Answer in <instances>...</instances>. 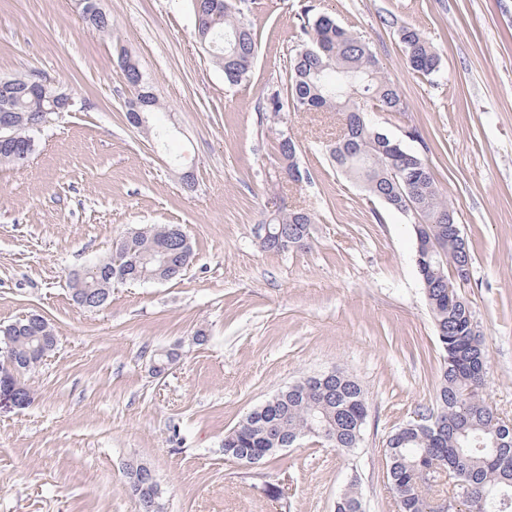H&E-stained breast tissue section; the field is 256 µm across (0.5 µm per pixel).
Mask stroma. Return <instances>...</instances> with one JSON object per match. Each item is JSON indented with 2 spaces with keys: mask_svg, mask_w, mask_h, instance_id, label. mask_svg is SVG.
<instances>
[{
  "mask_svg": "<svg viewBox=\"0 0 512 512\" xmlns=\"http://www.w3.org/2000/svg\"><path fill=\"white\" fill-rule=\"evenodd\" d=\"M100 6L111 33L87 29L80 0H0V77L34 73L77 101L52 115L27 162L0 164V326L36 312L57 336L22 379L30 402L0 397V512H139L123 473L133 458L153 470L164 512H333L352 485L364 512H396L383 444L434 407L440 360L413 231L330 159L337 113L261 105L288 82L301 14L369 42L405 105L371 118L400 139L419 131L458 212L484 397L512 421V0H244L257 52L236 87L201 46L191 0ZM402 25L425 35L439 72L409 69ZM124 58L161 105L146 131L125 118ZM282 131L308 182H271ZM275 195L314 215L304 247H261ZM154 224L187 234L182 278L116 283L104 308L79 309L72 274ZM169 349L179 359L155 376L151 356ZM334 369L366 391L358 448L306 440L258 465L225 459L224 435L247 413Z\"/></svg>",
  "mask_w": 512,
  "mask_h": 512,
  "instance_id": "35a3bbf8",
  "label": "stroma"
}]
</instances>
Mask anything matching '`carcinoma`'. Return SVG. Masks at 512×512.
I'll return each mask as SVG.
<instances>
[{
    "label": "carcinoma",
    "instance_id": "1",
    "mask_svg": "<svg viewBox=\"0 0 512 512\" xmlns=\"http://www.w3.org/2000/svg\"><path fill=\"white\" fill-rule=\"evenodd\" d=\"M241 0H193L195 23L208 30L205 43L214 44L224 57V81L232 86L249 77L256 56V33L245 20ZM407 64L423 76L439 71V56L420 32L398 29ZM299 48L290 58L289 82L267 96L264 110L274 115L291 105L295 112H337L347 118L356 152L346 156L330 149V158L365 192L374 198L385 194L387 206L397 209L401 190L410 184L421 208V223L414 234L426 239L433 250L416 261L425 297L433 315L441 357L437 368L436 409L421 414L397 428L385 442L387 479L398 512H434L430 495L438 486L435 474L444 466L453 476L447 512H512V428L485 403V352L481 337L472 335V312L468 302L448 301L450 277L469 281L472 255L468 241L457 242L448 225L433 219L455 212L444 197L436 177L418 152L399 148L418 160L408 168V182L394 183L384 177L391 164L390 146L397 139L356 113L402 112L404 102L398 87L382 71L370 45L352 29L326 15L305 17L299 26ZM28 113L35 120L51 108L46 99L29 93L4 94L0 104ZM37 127L21 131L17 143L0 142V163L19 164L16 153ZM277 154L287 167L301 169L298 146L293 138L278 139ZM311 213L296 209L278 211L271 238L262 244L267 251L285 250L290 240L307 236ZM176 224L142 228L126 238V253L116 252L110 262V281L145 283L152 273L165 267L164 280L180 279L191 258L176 239ZM101 279L94 264L71 279L72 298L79 290L91 288ZM29 318L22 317L0 327V341L7 348L0 373L16 379L38 367L47 350L57 347V336L43 339L26 329ZM368 418V404L361 385L350 375L308 376L278 392L250 412L224 435V458L232 461H269L286 447V442L304 438L322 440L333 448L351 450L359 446ZM131 492L142 498L145 490L160 488L155 475L139 481L126 476ZM334 512H362L358 491L350 489L334 504Z\"/></svg>",
    "mask_w": 512,
    "mask_h": 512
}]
</instances>
